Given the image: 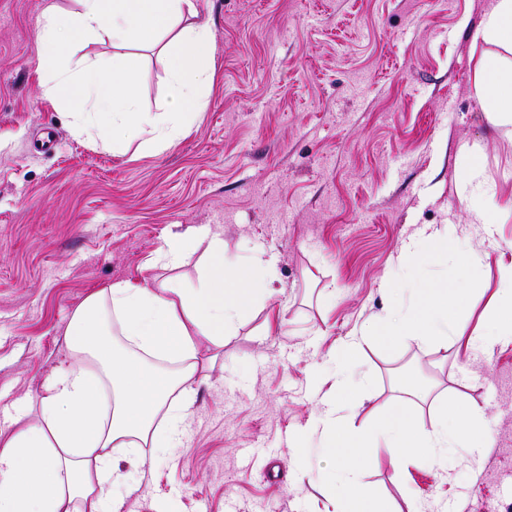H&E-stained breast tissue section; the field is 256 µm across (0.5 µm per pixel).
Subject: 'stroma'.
<instances>
[{
    "instance_id": "35a3bbf8",
    "label": "stroma",
    "mask_w": 512,
    "mask_h": 512,
    "mask_svg": "<svg viewBox=\"0 0 512 512\" xmlns=\"http://www.w3.org/2000/svg\"><path fill=\"white\" fill-rule=\"evenodd\" d=\"M49 0H0V411L42 392L71 358L63 334L91 292L117 282L198 283L200 252L155 263L174 234L209 231L227 258L277 277L206 367L181 447L143 448L150 473L118 512H333L316 423L336 392L330 358L416 286L458 289L455 323L483 332L512 271V140L483 117L474 41L493 0H196L215 73L192 132L154 153L76 135L43 99L38 20ZM160 50L138 56L142 108L168 109ZM495 189L493 227L461 198L468 158ZM481 257L407 252L428 235ZM355 426L403 400L431 428L436 400L484 412L487 448L359 475L396 512L512 507V341L454 356L434 344H364Z\"/></svg>"
}]
</instances>
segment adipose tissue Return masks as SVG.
<instances>
[{
	"mask_svg": "<svg viewBox=\"0 0 512 512\" xmlns=\"http://www.w3.org/2000/svg\"><path fill=\"white\" fill-rule=\"evenodd\" d=\"M76 2L73 10L53 4L43 12L46 52L61 55L92 39L119 53L108 62L83 61L77 75L56 68L40 95L67 104L75 132L98 136L104 146L143 138L154 152L168 150L187 135L214 75L215 48L208 26L195 20L194 0ZM164 30L171 33L163 46L169 110L160 115L138 102L128 49L154 44ZM476 36L495 48L475 72L479 108L489 124L512 135V0H494ZM275 274L271 265L260 276L226 261L215 234L206 239L196 287L171 278L91 293L64 332L71 363L24 405L35 411V424L0 443V512H112L127 485L118 454L141 470L146 463L137 449L178 447L189 414L184 396L200 370V340L223 344ZM454 301V292L429 288L418 306L390 304L379 326L337 350V374L348 377L358 350L376 336L387 346L408 338L471 354L479 339L452 333Z\"/></svg>",
	"mask_w": 512,
	"mask_h": 512,
	"instance_id": "1",
	"label": "adipose tissue"
}]
</instances>
